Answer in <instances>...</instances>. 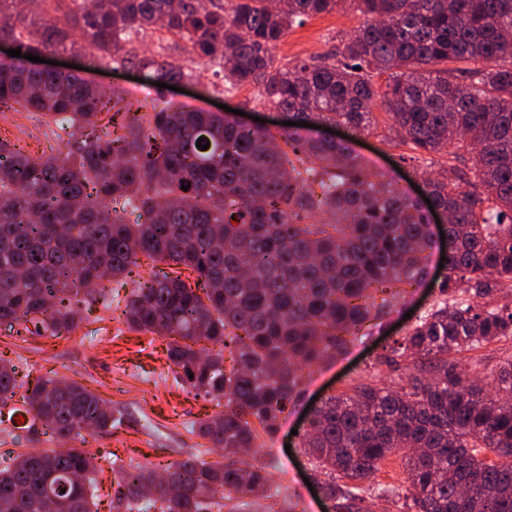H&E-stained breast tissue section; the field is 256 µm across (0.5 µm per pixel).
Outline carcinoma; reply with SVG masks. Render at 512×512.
I'll use <instances>...</instances> for the list:
<instances>
[{
    "mask_svg": "<svg viewBox=\"0 0 512 512\" xmlns=\"http://www.w3.org/2000/svg\"><path fill=\"white\" fill-rule=\"evenodd\" d=\"M338 2L288 0L273 12L267 0H26L23 10L0 0V39L23 55L81 51L96 67L169 85L208 63L297 123L357 134L379 100L395 145L453 149L413 199L346 141L303 126L248 127L178 106L157 86L134 104L72 71L0 60V113H35L65 148L36 156L0 140V323L61 336L91 304L112 306L105 283H129L128 327L167 339L175 380L220 407L192 429L222 460L119 467L112 512H222L268 495L269 472L242 469L237 455L255 447L257 428L274 431L303 367L344 350L423 279L437 246L432 208L449 215L446 274L379 361L404 383L360 381L323 398L301 447L340 512H362L358 484L395 453L407 485L378 493L404 498L408 512H512V359L488 393L459 358L512 342V309L493 304L512 288V0H356L371 22L343 48L276 60L289 28ZM156 30L182 44L139 53L134 43ZM393 69L378 94L373 74ZM476 147L470 168L463 156ZM22 388L13 429L27 439L121 424L86 388L29 381L0 356V407ZM97 471L79 448L18 454L0 468V512H96Z\"/></svg>",
    "mask_w": 512,
    "mask_h": 512,
    "instance_id": "obj_1",
    "label": "carcinoma"
}]
</instances>
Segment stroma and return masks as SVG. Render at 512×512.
<instances>
[{"instance_id":"stroma-1","label":"stroma","mask_w":512,"mask_h":512,"mask_svg":"<svg viewBox=\"0 0 512 512\" xmlns=\"http://www.w3.org/2000/svg\"><path fill=\"white\" fill-rule=\"evenodd\" d=\"M365 21L357 6L342 0L336 11L292 27L274 54L293 62L311 60L336 48ZM61 61L81 67L85 79L118 90L129 99L136 90L146 87L145 81L127 70L107 76L100 74L80 55H65ZM257 93L253 86L227 89L216 84L211 68L206 66L196 80L185 84L183 91L171 93L170 98L191 109L209 112L219 103L249 117L283 122V115L274 107L258 102ZM373 112L376 125L370 132L357 134L336 127L333 135L347 139L358 155L392 164L406 184H422L424 177L446 162L443 154L421 155L412 153L408 147L394 146L386 138L387 116L383 106H375ZM1 139L23 145L35 155L61 150L48 126L25 112L0 116ZM427 268L424 282L408 288L381 323L368 328L364 336L336 356L304 370L299 399L281 415L276 433L259 435L256 452L247 456L248 463L266 465L275 488L274 494L260 499L252 512H283L289 503L294 504V512H331L330 503L306 484L311 471L301 447V436L308 424V404L311 399L347 390L369 375L389 376V368L381 365L379 359L409 326L408 312L419 315L433 304L436 282L444 273L439 252H432ZM165 348L161 337L128 330L120 311L98 304L91 306L86 320L65 336L20 335L9 325L0 324L1 356L11 359L31 377L50 376L76 382L122 416L121 425L109 434L86 432L63 443L47 435L34 441L18 439L9 417L12 407L21 406L22 399L14 397L11 408L0 410V457L61 444L93 454L102 468L99 512H110L113 463L145 464L160 469L190 456L208 462L219 460V450L211 448L191 428L193 422L214 414L216 407L175 383Z\"/></svg>"}]
</instances>
